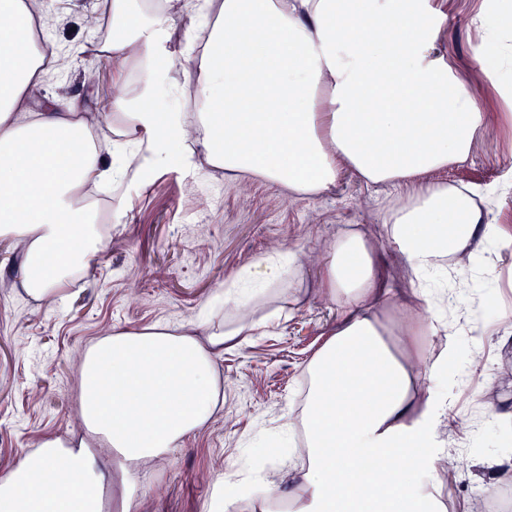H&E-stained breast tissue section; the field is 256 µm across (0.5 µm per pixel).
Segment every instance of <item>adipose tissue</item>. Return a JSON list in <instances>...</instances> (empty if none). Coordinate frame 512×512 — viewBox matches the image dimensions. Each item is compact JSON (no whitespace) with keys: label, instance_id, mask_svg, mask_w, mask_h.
<instances>
[{"label":"adipose tissue","instance_id":"1","mask_svg":"<svg viewBox=\"0 0 512 512\" xmlns=\"http://www.w3.org/2000/svg\"><path fill=\"white\" fill-rule=\"evenodd\" d=\"M105 57L139 72L111 114L77 101L30 109V92L62 67L36 38L43 0H0V238L23 255L19 286L47 304L88 267L124 207L101 225L81 200L89 185L135 182L166 165L256 177L292 197H313L345 174L401 193L383 232L406 264V287L378 246L354 227L322 253L320 296L336 321L306 372V403L288 434L302 433L307 468L279 499L297 512H440L415 489L421 467L448 471L440 446L451 404L443 366L453 345L446 313L470 312L456 283L460 262L507 240L483 201L512 187L448 181L481 136L474 90L439 44L446 25L434 0H108ZM197 18L203 48L186 42L195 109L162 112L159 77L172 11ZM297 258L244 270L219 296L223 317L112 331L78 364L79 439L46 437L0 475V512H103L102 489L122 487L119 512H140L127 491L152 465L206 426L224 403L218 360L225 348L305 302ZM438 337V357L415 352L418 328ZM118 460L114 472L104 457ZM67 470L58 467L59 458Z\"/></svg>","mask_w":512,"mask_h":512}]
</instances>
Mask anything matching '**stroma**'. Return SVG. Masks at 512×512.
<instances>
[{
  "label": "stroma",
  "mask_w": 512,
  "mask_h": 512,
  "mask_svg": "<svg viewBox=\"0 0 512 512\" xmlns=\"http://www.w3.org/2000/svg\"><path fill=\"white\" fill-rule=\"evenodd\" d=\"M39 29L46 48L60 50L67 67L34 93L35 106L79 97L91 109L107 102L120 80H133L132 62L99 56L94 43L110 32L100 0H44ZM447 16L442 45L456 73L478 94L486 115L470 156L448 170L451 181L485 186L512 163V101L489 85L474 57L487 45L475 22L485 0H436ZM124 197L122 226L113 231L98 261L71 285L63 303L47 306L14 287L21 261L0 239V475L45 435L79 437L73 365L94 339L120 328L197 319L207 304L251 265L294 253L308 278L321 269V247L346 225L379 235L387 186L372 187L354 175L313 198L291 199L275 184L221 171L203 174L162 168L143 184L114 188ZM495 283L487 299L512 316V247L487 271ZM336 320L333 303L310 299L286 319L225 349L219 361L224 406L184 446L139 472L136 497L150 512H203L218 479L254 464V449L296 416L294 395L305 367ZM473 323L458 327L450 363L448 452L462 463L452 481L429 482L447 512H477L478 493L498 484L491 460L512 461V447L498 446L512 423V340H485L470 356Z\"/></svg>",
  "instance_id": "obj_1"
}]
</instances>
